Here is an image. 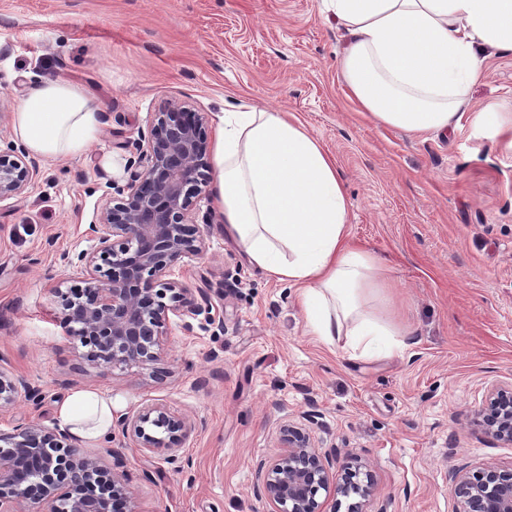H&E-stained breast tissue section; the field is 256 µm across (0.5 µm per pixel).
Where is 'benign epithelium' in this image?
Masks as SVG:
<instances>
[{"label": "benign epithelium", "mask_w": 512, "mask_h": 512, "mask_svg": "<svg viewBox=\"0 0 512 512\" xmlns=\"http://www.w3.org/2000/svg\"><path fill=\"white\" fill-rule=\"evenodd\" d=\"M205 116L178 100L154 113L148 134L141 135L142 170L130 174L120 198L104 205L90 225L93 246L63 260L80 270L71 284L52 289L66 335L72 341L77 370L136 366L149 377L169 374L163 367L170 317L183 321L205 315L208 325L223 327L224 316L207 288H191L171 278L173 268L206 250L202 230L193 219L197 199L210 181L211 148ZM38 171L35 161L0 154V200L18 197ZM37 410L41 390L24 376L0 366V411L19 398ZM473 422L485 434L512 446V385L495 386ZM122 435L135 447L162 452L169 464L184 468L183 442L195 430L187 417L157 404L116 419ZM282 451L268 467L262 494L269 512H337L318 492L356 494L354 512H368L375 495L371 475L363 483L357 472L337 481L329 462L299 427L281 428ZM108 462L88 455L67 431L33 419L0 433V512H138L125 486L118 451L107 449ZM459 512H512V467L487 463L449 475Z\"/></svg>", "instance_id": "7a95c632"}]
</instances>
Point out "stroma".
<instances>
[{"instance_id": "1", "label": "stroma", "mask_w": 512, "mask_h": 512, "mask_svg": "<svg viewBox=\"0 0 512 512\" xmlns=\"http://www.w3.org/2000/svg\"><path fill=\"white\" fill-rule=\"evenodd\" d=\"M344 32L321 0H0V150L35 85L64 75L106 109L98 144L39 159L20 196L0 201V357L39 386V411L18 400L0 433L31 416L55 426L58 385L111 394L115 414L160 403L197 422L179 471L144 457L120 431L89 454L124 452L140 512H268L265 463L281 425L308 426L333 471L358 456L375 482L372 512H459L448 474L512 465V446L474 428L495 385L512 384V150L473 122L512 111V52L486 62L455 130L414 139L356 112L337 55ZM207 116L247 105L292 112L335 157L353 206L350 232L385 259L410 346L349 359L311 336L296 288L252 266L224 237L212 192L196 221L206 251L175 271L223 288V328L169 323V376L138 367L75 371L53 287L76 277L62 253L90 248V224L137 161L135 142L167 100Z\"/></svg>"}]
</instances>
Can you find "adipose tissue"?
<instances>
[{
    "instance_id": "ef3b65f1",
    "label": "adipose tissue",
    "mask_w": 512,
    "mask_h": 512,
    "mask_svg": "<svg viewBox=\"0 0 512 512\" xmlns=\"http://www.w3.org/2000/svg\"><path fill=\"white\" fill-rule=\"evenodd\" d=\"M347 42L338 65L372 121L415 136L448 131L484 76L486 51H512V0H328ZM105 111L67 77L25 94L13 118L35 156L75 157L98 142ZM215 212L249 262L298 287L312 335L350 358L405 350L410 327L393 315L384 259L355 243L351 202L336 161L290 113L218 114L213 145ZM60 428L82 440L110 436L111 395L71 391Z\"/></svg>"
}]
</instances>
